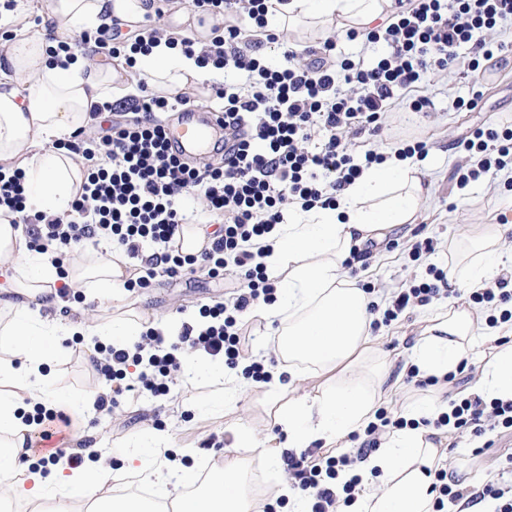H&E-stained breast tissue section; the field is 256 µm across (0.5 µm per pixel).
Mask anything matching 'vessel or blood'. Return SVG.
Wrapping results in <instances>:
<instances>
[{
	"label": "vessel or blood",
	"mask_w": 512,
	"mask_h": 512,
	"mask_svg": "<svg viewBox=\"0 0 512 512\" xmlns=\"http://www.w3.org/2000/svg\"><path fill=\"white\" fill-rule=\"evenodd\" d=\"M167 141L176 153L187 155L222 145L224 122L221 112L184 108L178 125L166 128Z\"/></svg>",
	"instance_id": "obj_1"
}]
</instances>
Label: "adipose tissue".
Segmentation results:
<instances>
[{
  "mask_svg": "<svg viewBox=\"0 0 512 512\" xmlns=\"http://www.w3.org/2000/svg\"><path fill=\"white\" fill-rule=\"evenodd\" d=\"M42 5L58 38L71 41L115 20L136 28L154 13L156 0H43ZM393 7L394 0H277L273 20L281 29L303 20L361 29L388 22ZM47 48L41 35L23 30L0 40V164L24 170L29 206L64 220L81 193L85 170L58 143L89 129L93 105L122 96L131 70L121 61L96 63L78 49L53 56ZM135 70L149 85L173 94L207 76L194 59L163 41L139 57ZM426 193L418 166L392 157L365 169L345 187L336 207L294 214L289 223L249 244V252L261 254L269 275L277 279L275 301L260 304L255 314L281 325L277 350L282 363L272 373L269 396L281 404L276 418L288 441L238 432L237 452L225 453L200 492L190 489L193 467L160 462L167 439L158 435L151 446L126 451L118 471L98 448L86 450L84 464L76 469L63 460L47 473L21 463L23 443L33 429L27 414L63 400L50 367L65 354L64 339L83 337L92 352L102 345H123L140 335L144 324H99L85 309L61 321L57 312L64 300L56 289L62 278L55 247L29 249L22 231L11 226V213L1 212L0 293L9 301L0 335L8 338L11 357L0 360V506L22 501L31 512H75L74 502L85 500L91 512H256L244 489L252 464L276 467L285 449L329 444L374 421L383 379L371 336L374 315L370 298L347 277L344 263L371 234L415 223ZM511 236V224L473 225L467 235L468 261L452 264L449 286L472 291L512 266V253L504 251ZM68 272L69 286L83 291L90 302L112 293L124 275L106 244L89 250ZM503 336V328H479L468 305H451L432 314L424 335L407 349L405 364L416 367L420 377L440 379L455 372L477 346L491 344L495 352L468 394L485 401L512 399V341ZM305 363L316 366L324 381L302 394L296 381ZM447 410V400L435 395L406 399L409 426L388 434L383 447L360 464L359 493L347 512H433L431 472L440 459L434 441L439 431L429 422ZM242 448L256 449L255 458L239 456ZM120 475L159 487L162 506L106 493L107 484Z\"/></svg>",
  "mask_w": 512,
  "mask_h": 512,
  "instance_id": "adipose-tissue-1",
  "label": "adipose tissue"
}]
</instances>
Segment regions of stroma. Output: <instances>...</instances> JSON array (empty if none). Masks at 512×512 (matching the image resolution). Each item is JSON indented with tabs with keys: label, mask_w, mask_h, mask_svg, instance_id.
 Listing matches in <instances>:
<instances>
[{
	"label": "stroma",
	"mask_w": 512,
	"mask_h": 512,
	"mask_svg": "<svg viewBox=\"0 0 512 512\" xmlns=\"http://www.w3.org/2000/svg\"><path fill=\"white\" fill-rule=\"evenodd\" d=\"M475 90L482 93L479 107L472 111L456 109V101ZM417 94L429 101L423 111H411L404 102H397L393 112L386 114L377 136L361 134L352 139V148L359 154L370 149L389 150L406 138L423 140L429 149L428 157L420 164L429 192L416 223L383 231L380 238L374 239L369 259L353 263L356 282L372 284L375 291L371 298L379 302L410 280L426 278L427 265L446 267L451 238L468 225L512 224V191L504 186L511 174L500 172L466 196L459 195L451 181L452 170L463 157L457 149L458 142L475 128L512 123V56L485 74L472 72L463 63L449 73L426 74ZM426 237L435 242L434 254L427 264L412 262L408 256L411 244ZM239 281L240 270L233 265L227 266L218 279L201 274L192 279L160 274L150 287L124 292L119 301L104 302L94 316L98 322L106 323L127 312L178 323L188 310L231 298ZM467 300L468 294L463 290L437 298L430 306L409 310L391 325L373 331L386 367L380 406L401 412L404 395L415 392V385L406 383L397 368L404 362L406 349L428 326L430 308ZM54 375L58 387L68 396L61 408L72 420L71 428L63 434L66 450L101 444L113 450L112 464L116 467L122 463L121 449L140 447L154 432L166 435L168 450L177 460H194L201 471L212 470L222 462L240 428H252L281 442L287 439L275 421L261 384L252 385L243 394L227 395L211 380L199 378L187 384L175 383L163 398L122 397L112 410L89 414L82 411L81 400L88 390L102 389L103 384L83 355L68 350L55 363ZM485 437L493 445L480 457L472 456L473 443L465 434H452L440 447L443 465L464 485L484 484L506 455L512 454V433L489 431Z\"/></svg>",
	"instance_id": "35a3bbf8"
}]
</instances>
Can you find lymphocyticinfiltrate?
<instances>
[{"instance_id":"1","label":"lymphocytic infiltrate","mask_w":512,"mask_h":512,"mask_svg":"<svg viewBox=\"0 0 512 512\" xmlns=\"http://www.w3.org/2000/svg\"><path fill=\"white\" fill-rule=\"evenodd\" d=\"M398 6L397 20L386 28L347 32L349 40L385 45V53L372 64L336 55L330 39L324 41L321 56L306 59L283 33L269 32V43L278 45L284 58L282 65L273 67L239 47L240 19L266 29L270 0H191L194 12L224 17V34L200 53L188 37L172 40V47L195 57L205 70L232 68L247 75L242 85L215 89L224 101L220 161L198 167L170 152L162 115L189 106L190 99L149 91L142 82L139 96L130 100L122 119L113 121L105 134L88 138L78 131L62 141V148L81 157L86 168L68 221L49 220L28 209L22 169L0 171V210L12 213V226H25L31 249L44 251L53 244L65 254L75 245L108 240L130 261L127 290L148 287L160 269L171 277L201 273L212 278L231 263L242 270L234 297L200 308L204 326L183 324L172 337L150 328L133 347L102 348L95 371L113 389L98 396V409H111L116 395L126 391L168 395L172 376L187 352L203 353L231 369L242 368L253 381H268L264 363L249 359L253 336L242 315L255 304L274 302L276 288L264 266H249L245 243L285 223L292 209L335 206L338 194L364 168L384 162L385 154L371 150L357 157L347 136L377 133L383 115L406 98L425 73L455 67L463 48L474 71L512 55L511 42L488 37L512 21V0H399ZM159 36L157 24L149 23L132 43L102 31L94 37L82 34L81 39L107 47L110 56L124 57L132 68L138 56L151 53ZM316 132L323 133L325 141L313 148L309 142ZM462 147L466 158L453 172L458 190L512 168V127L475 129ZM185 195L200 197L205 211L222 220L197 253L184 252L178 243L189 222L179 206ZM428 273V280L393 292L383 324L448 294L447 271L432 266ZM469 299L488 309L487 326L512 323L508 277L470 292ZM406 424L404 417L381 407L363 432L351 434V451L319 455L307 450L288 456L286 471L293 487L308 498L311 512H338L339 507L352 505L361 478L356 475L344 482L341 473L376 451L387 429ZM434 425L475 437L490 429L511 432L512 399L486 403L463 397L453 401L451 413L440 415ZM499 472L482 488L464 489L449 480L446 470L436 471L434 512H443L448 504L456 512H468L486 500L494 502L495 512H512V481L504 479L512 474V457Z\"/></svg>"}]
</instances>
